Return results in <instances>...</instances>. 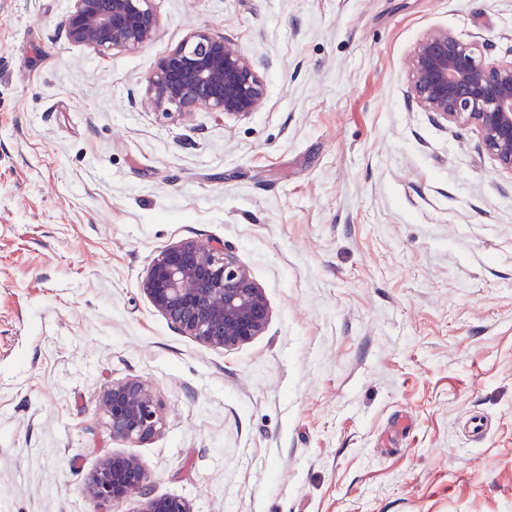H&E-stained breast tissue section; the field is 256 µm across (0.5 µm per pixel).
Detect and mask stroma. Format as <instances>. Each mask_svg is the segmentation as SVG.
Wrapping results in <instances>:
<instances>
[{
	"label": "stroma",
	"instance_id": "35a3bbf8",
	"mask_svg": "<svg viewBox=\"0 0 512 512\" xmlns=\"http://www.w3.org/2000/svg\"><path fill=\"white\" fill-rule=\"evenodd\" d=\"M69 7L0 0V512H139L88 492L115 455L194 512H512V174L406 67L434 29L512 58V0H153L133 54L69 42ZM200 26L265 60L258 112L143 105ZM184 240L246 266L260 336L152 306ZM130 379L163 418L136 443L99 410Z\"/></svg>",
	"mask_w": 512,
	"mask_h": 512
}]
</instances>
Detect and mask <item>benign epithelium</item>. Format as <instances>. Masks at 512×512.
Masks as SVG:
<instances>
[{"label":"benign epithelium","mask_w":512,"mask_h":512,"mask_svg":"<svg viewBox=\"0 0 512 512\" xmlns=\"http://www.w3.org/2000/svg\"><path fill=\"white\" fill-rule=\"evenodd\" d=\"M66 38L98 52L135 53L157 36L153 0H71ZM409 97L435 121L471 125L499 170L512 174V59L489 62L475 43L446 29L428 32L406 60ZM266 87L259 63L226 37L198 28L161 56L146 79L144 104L164 114L221 112L228 118L258 111ZM153 307L180 333L226 350L262 334L269 320L264 290L232 251L196 240L159 252L141 280ZM101 409L112 437L130 443L152 437L161 417L152 389L139 380L108 387ZM102 500L142 498L140 512H193L177 497L151 495L134 456L110 458L95 476Z\"/></svg>","instance_id":"obj_1"}]
</instances>
